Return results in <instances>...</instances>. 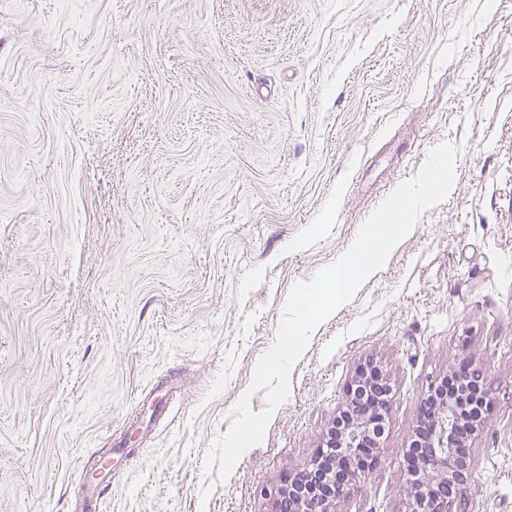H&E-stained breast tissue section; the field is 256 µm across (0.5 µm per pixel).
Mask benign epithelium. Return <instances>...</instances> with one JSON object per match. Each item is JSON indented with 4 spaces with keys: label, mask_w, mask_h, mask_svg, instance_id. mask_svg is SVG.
<instances>
[{
    "label": "benign epithelium",
    "mask_w": 512,
    "mask_h": 512,
    "mask_svg": "<svg viewBox=\"0 0 512 512\" xmlns=\"http://www.w3.org/2000/svg\"><path fill=\"white\" fill-rule=\"evenodd\" d=\"M373 362L360 365L348 388L337 418L355 414L341 432L331 426L316 449L310 470L288 479V485L274 493L280 512L281 495L288 494V512H336L337 502L377 461L376 446L370 444L372 430H381L390 405V389ZM468 416L465 396L445 400L437 413L419 410L414 430H425L427 439L417 459L408 465V512H451L447 484L467 482L471 461L461 451L457 435Z\"/></svg>",
    "instance_id": "obj_1"
}]
</instances>
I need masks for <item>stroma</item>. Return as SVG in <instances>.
Here are the masks:
<instances>
[{"label":"stroma","instance_id":"1","mask_svg":"<svg viewBox=\"0 0 512 512\" xmlns=\"http://www.w3.org/2000/svg\"><path fill=\"white\" fill-rule=\"evenodd\" d=\"M453 189L310 334L262 443L203 461L295 284L429 151ZM392 390L337 512H406L431 382L481 375L466 512H512V0H0V512H270L357 366ZM110 479L112 480V463L105 474L99 479L93 480L89 477L86 479L85 476L83 477L82 475L80 482L82 488L78 490L83 497L82 505L79 509L80 512H91V510L99 511L103 495L101 485L110 484Z\"/></svg>","mask_w":512,"mask_h":512}]
</instances>
